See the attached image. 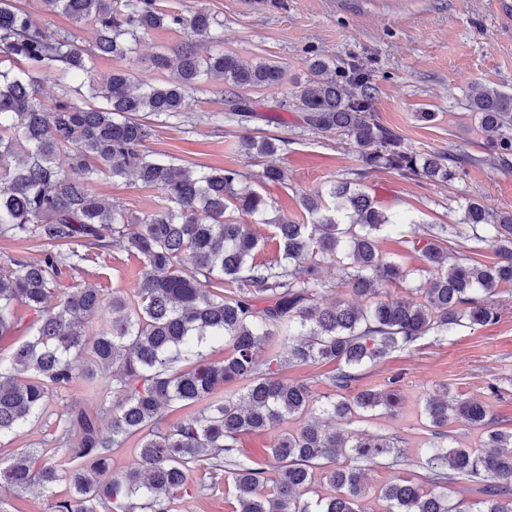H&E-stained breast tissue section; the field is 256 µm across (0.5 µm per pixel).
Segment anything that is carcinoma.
<instances>
[{"label": "carcinoma", "instance_id": "obj_1", "mask_svg": "<svg viewBox=\"0 0 512 512\" xmlns=\"http://www.w3.org/2000/svg\"><path fill=\"white\" fill-rule=\"evenodd\" d=\"M43 6L92 23L95 39L87 47L72 32L51 33L16 0H0V55L27 66L0 68V237L45 245L36 260L0 259V337L17 330L18 308L32 313L27 339L0 357V441L22 433L51 398L77 383L91 403L65 405L46 447L0 457V488L51 492L64 482L67 495L53 512H171L176 497L206 490L188 482L191 470L203 468L224 473L233 486V512H366L371 493L385 503L383 512H512V431L491 427L483 400L446 386L425 397L433 440L422 462L424 485L399 477L371 489L369 467L385 458L397 466L404 453L387 436L325 424L376 410L397 414L399 389L351 390L364 367L426 336L497 320L490 298L512 288V210L469 199L459 221L410 237L428 277L411 287L413 295L391 298L389 288L412 283L414 272L382 254V233L394 220L367 192L336 182L301 197L309 223L270 218L260 193L238 187L239 171L190 170L147 146L154 129L144 115L188 109L203 78L256 88L282 81V68L202 54L223 26L204 8L164 10L157 0ZM168 26L186 31L187 40L153 55L151 65L175 70V79L140 85L124 69L97 72L99 59L126 57L141 38ZM46 83L59 90L50 106L41 97ZM374 91L361 65L340 68L318 54L295 83V108L304 127L348 136L367 170L454 179L440 156L416 153L380 122ZM468 107L498 166L511 171L512 91L484 86ZM242 147L265 158L280 150L266 137H247ZM102 176L134 177L160 192V204L132 215L93 191ZM241 215L273 227L279 257L256 259L259 239ZM465 237L494 248L498 261L484 265L463 254ZM91 249L141 261L132 296L109 297L89 283L60 288L64 271L79 268ZM329 262L341 265V284L361 302L326 301L335 288L323 278ZM106 314L89 339L86 324ZM211 342L223 344L222 359L206 353ZM323 362L333 365L332 394L282 377L290 365ZM452 417L483 430L482 448L444 445ZM292 421L297 427L286 428ZM278 428L266 466L240 451L242 436ZM132 440L136 462L113 470L112 455ZM342 457L351 464L339 463ZM319 478L331 493L317 491ZM458 481L475 484L477 498L465 509L445 492Z\"/></svg>", "mask_w": 512, "mask_h": 512}]
</instances>
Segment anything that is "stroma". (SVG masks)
Returning a JSON list of instances; mask_svg holds the SVG:
<instances>
[{
	"label": "stroma",
	"mask_w": 512,
	"mask_h": 512,
	"mask_svg": "<svg viewBox=\"0 0 512 512\" xmlns=\"http://www.w3.org/2000/svg\"><path fill=\"white\" fill-rule=\"evenodd\" d=\"M162 8L187 12L198 7L224 22L218 48L247 63L280 66L282 83L248 91L253 107L274 113L279 124L242 122L231 111V92L222 81L208 78L194 93L191 107L175 116H154L155 135L148 147L176 164L231 168L267 198L271 213L285 212L297 220L308 215L299 204L302 194L348 181L374 196L393 216L419 227L451 223L461 216L466 198L490 209L512 210V172L496 165L494 154L475 130L468 99L477 88L495 84L512 90V0H159ZM187 38L172 27L152 32L126 58H103L97 71L133 72L136 80L158 84L172 79L147 60L179 46ZM323 54L337 63L362 64L376 89L373 107L380 121L398 133L413 150L447 159L456 172L448 182L405 179L389 170L364 172L348 139L334 133L301 128L293 106L294 83L306 63ZM431 119H423V112ZM283 140L276 162L285 170L280 183L261 179L265 159L244 153V136ZM94 189L128 212L152 211L159 193L130 178H104ZM142 265L136 257L105 254L83 270L63 276L62 287L90 283L106 291H134ZM493 302L498 319L475 328L459 327L448 336L420 339L411 349L392 352L365 367L356 389H382L397 382L405 406L398 416L376 411L355 419L349 431L397 438L408 456L405 465H375L367 473L378 487L395 476L422 478L421 456L431 437L420 414L424 395L441 387L452 394L477 397L490 405L495 427L512 431V288L501 289ZM67 400L85 402L81 388ZM64 400V401H67ZM64 401L53 398L39 419L12 442L0 446V457L18 448H38L50 439L53 422ZM190 484H208L207 494L189 503L174 501L195 512H230L232 498L223 484H212L207 471L189 475Z\"/></svg>",
	"instance_id": "obj_1"
}]
</instances>
